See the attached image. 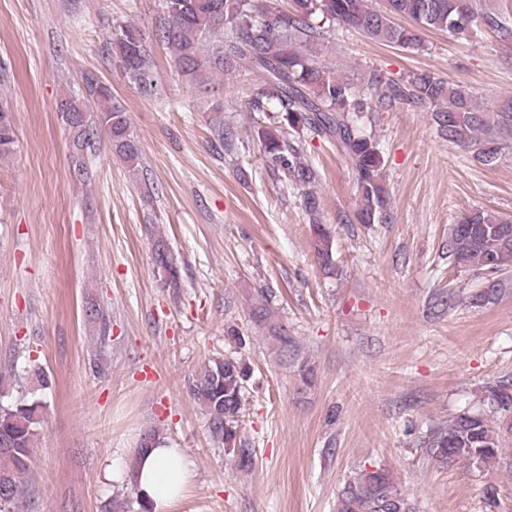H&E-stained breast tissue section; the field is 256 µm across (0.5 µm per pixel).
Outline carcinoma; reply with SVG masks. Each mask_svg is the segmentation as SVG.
Wrapping results in <instances>:
<instances>
[{
    "label": "carcinoma",
    "mask_w": 512,
    "mask_h": 512,
    "mask_svg": "<svg viewBox=\"0 0 512 512\" xmlns=\"http://www.w3.org/2000/svg\"><path fill=\"white\" fill-rule=\"evenodd\" d=\"M377 11L367 0H294L289 11L274 0H161V12L152 37L131 22L112 31V54L117 67L137 92L150 95L157 84L151 41L171 49L180 72L198 86L210 83V75L230 70L262 69L264 88L251 95L247 111L258 115V135L263 142L266 166L295 185H310L317 172L303 149L288 137V130L304 131L326 139L347 157L357 172L360 224H376L387 216L383 158L378 143L361 132L357 120L365 112L407 104L433 114L448 142L461 147L486 165L498 159L500 146L512 138V100L487 111L472 92L429 71L412 72L394 80L379 72L367 83L380 90L377 102L355 95L350 83L332 68L315 60L310 49L324 38L322 21L361 31L367 38L406 48L420 45L422 30L466 36L476 22L472 0H386ZM410 18L413 27L401 26L393 16ZM84 100L65 98L58 104L63 123L72 137L68 163L82 183L92 179V157L108 143L128 167L142 165L141 148L123 106L114 100L112 87L87 72L83 76ZM275 112L281 120L265 126L263 119ZM211 147L221 153L230 146L231 130L216 120ZM14 118L0 104V154L11 152ZM304 207L312 215L309 226L312 247L324 271H336L330 228L318 219L320 202L314 192L304 194ZM157 272L173 286L179 270L163 237L156 238ZM448 258L464 270L488 276L483 288L470 296L477 306L494 304L512 281L504 270L512 265V217L474 209L452 225ZM270 294L261 291L250 318L268 332L276 356L293 369L301 382L312 385L316 366L300 355L294 337L273 321ZM250 370L233 355L211 357L198 373L193 396L208 418L213 444L227 452L236 449L240 417ZM41 405L35 401L0 402V512H19L23 480L34 452ZM512 441V381L484 386L482 408L466 410L445 426L430 429L420 442L424 455L441 468L465 463L483 472L501 466L512 471V456L502 455ZM336 512H414L402 496L392 473L384 467L362 468L344 482L336 498Z\"/></svg>",
    "instance_id": "cac0c4a2"
}]
</instances>
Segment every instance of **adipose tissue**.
<instances>
[{
    "label": "adipose tissue",
    "instance_id": "1",
    "mask_svg": "<svg viewBox=\"0 0 512 512\" xmlns=\"http://www.w3.org/2000/svg\"><path fill=\"white\" fill-rule=\"evenodd\" d=\"M108 477L132 485L146 512H175L191 486L194 466L180 449L160 444L135 449L129 466Z\"/></svg>",
    "mask_w": 512,
    "mask_h": 512
}]
</instances>
